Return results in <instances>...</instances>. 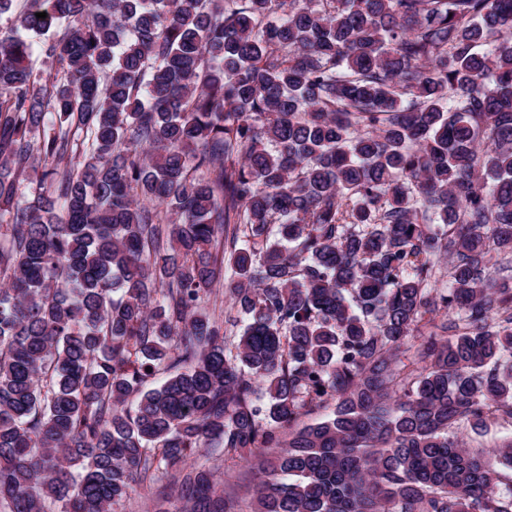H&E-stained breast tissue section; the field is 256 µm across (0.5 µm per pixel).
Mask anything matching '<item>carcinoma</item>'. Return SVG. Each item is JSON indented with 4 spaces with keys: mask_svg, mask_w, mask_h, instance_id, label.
I'll use <instances>...</instances> for the list:
<instances>
[{
    "mask_svg": "<svg viewBox=\"0 0 512 512\" xmlns=\"http://www.w3.org/2000/svg\"><path fill=\"white\" fill-rule=\"evenodd\" d=\"M493 251L512 0H28L0 34V508L147 483L233 512L191 459L278 448L255 512H512V440L448 438L512 418ZM419 342V333L415 332L413 336H409L406 339L405 344L397 352V365L401 376L416 368L414 363ZM512 436V418H495L488 422V427L481 435L474 434L469 427L464 424L448 432V437L452 439L464 438L468 442L469 448L491 449L496 448L503 440Z\"/></svg>",
    "mask_w": 512,
    "mask_h": 512,
    "instance_id": "carcinoma-1",
    "label": "carcinoma"
}]
</instances>
